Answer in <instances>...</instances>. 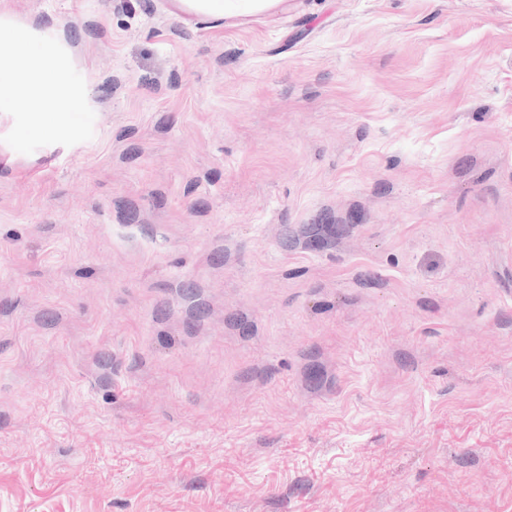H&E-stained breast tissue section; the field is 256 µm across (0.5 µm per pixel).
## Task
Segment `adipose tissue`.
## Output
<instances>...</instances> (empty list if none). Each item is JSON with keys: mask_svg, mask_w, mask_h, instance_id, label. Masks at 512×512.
Wrapping results in <instances>:
<instances>
[{"mask_svg": "<svg viewBox=\"0 0 512 512\" xmlns=\"http://www.w3.org/2000/svg\"><path fill=\"white\" fill-rule=\"evenodd\" d=\"M283 0H178L190 13L233 19L276 9ZM68 51L57 40L0 16V112H22L32 135H71L62 119L84 102L66 76Z\"/></svg>", "mask_w": 512, "mask_h": 512, "instance_id": "obj_1", "label": "adipose tissue"}]
</instances>
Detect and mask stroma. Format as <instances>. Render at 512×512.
<instances>
[{
  "label": "stroma",
  "instance_id": "1",
  "mask_svg": "<svg viewBox=\"0 0 512 512\" xmlns=\"http://www.w3.org/2000/svg\"><path fill=\"white\" fill-rule=\"evenodd\" d=\"M0 512H512V0H0ZM180 7L196 15L233 19L276 9L283 0H177ZM0 45V112H25L33 136L48 128L73 135L58 119L82 111L84 102L67 79L65 46L5 15L0 16Z\"/></svg>",
  "mask_w": 512,
  "mask_h": 512
}]
</instances>
